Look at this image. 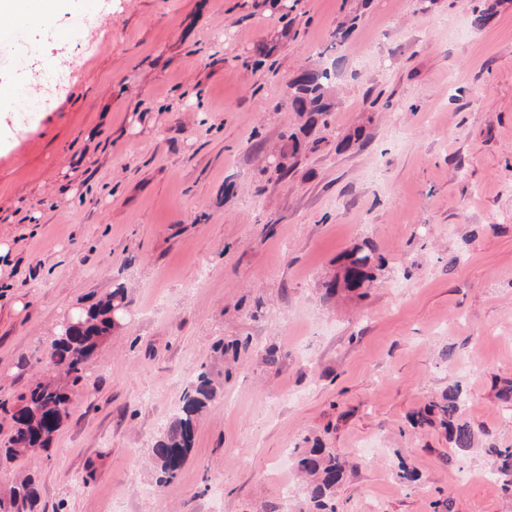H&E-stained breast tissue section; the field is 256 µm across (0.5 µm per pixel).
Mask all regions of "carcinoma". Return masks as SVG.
<instances>
[{
  "instance_id": "carcinoma-1",
  "label": "carcinoma",
  "mask_w": 512,
  "mask_h": 512,
  "mask_svg": "<svg viewBox=\"0 0 512 512\" xmlns=\"http://www.w3.org/2000/svg\"><path fill=\"white\" fill-rule=\"evenodd\" d=\"M337 76V61L323 68H307L288 83V105L294 112L305 114L308 124H327V117L334 107L332 89ZM284 149L275 172L288 173L286 160L298 151L295 133L283 135ZM383 266L376 254V246L366 242L347 252L334 279L325 285L324 298L331 301L338 295L359 291L375 281V271ZM127 303L122 288L112 291L105 299L86 311L76 313L75 325L66 332H58L47 351V359L60 375L54 381H39L20 397V403L10 408L0 404V410L9 416L13 433L5 449L0 452V463L12 464L23 458L32 459L49 449L61 429L63 417L69 416L65 404L70 402L69 389L86 376L98 346L112 334V329L127 316ZM218 387L210 373L202 370L194 375L183 391L180 411L171 417L162 436L152 448V460L158 482H172L186 463L194 446L198 418L216 398ZM466 393L460 384L448 386L441 398L429 405L425 413L414 419L415 424L431 422L438 416L448 431V440L457 451L475 447L478 431L461 419ZM493 457L492 470L495 483L512 489V447L488 446ZM296 466L304 478L303 498L320 512H336L331 500L336 486L344 479L350 466L348 459L332 448L316 442L310 448L295 449ZM39 493L30 477L15 481L0 494V512H34Z\"/></svg>"
}]
</instances>
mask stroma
<instances>
[{
    "instance_id": "obj_1",
    "label": "stroma",
    "mask_w": 512,
    "mask_h": 512,
    "mask_svg": "<svg viewBox=\"0 0 512 512\" xmlns=\"http://www.w3.org/2000/svg\"><path fill=\"white\" fill-rule=\"evenodd\" d=\"M82 2L54 40L27 27L64 92L21 129L0 107V401L48 371L67 314L120 286L128 315L49 454L0 490L27 471L39 512H304L281 479L317 437L351 463L341 512H512V492L458 483L489 468L486 444L512 446V0L478 30L486 0H107L77 32ZM335 60L328 125L286 177L264 171L300 125L288 80ZM366 239L376 281L325 305ZM203 366L223 389L157 484L151 450ZM459 380L483 433L464 455L410 423Z\"/></svg>"
}]
</instances>
